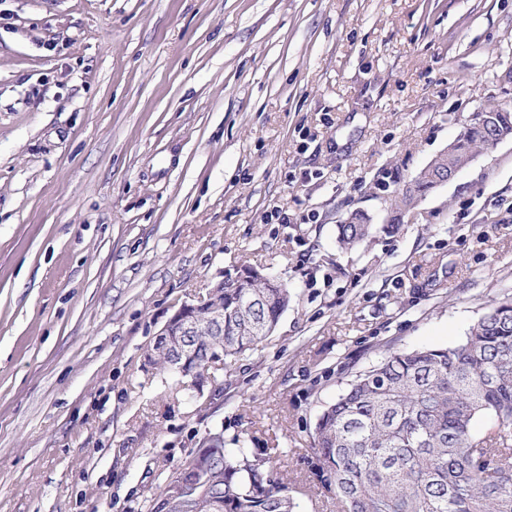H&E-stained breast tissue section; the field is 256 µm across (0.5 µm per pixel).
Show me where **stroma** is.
Masks as SVG:
<instances>
[{
  "label": "stroma",
  "mask_w": 512,
  "mask_h": 512,
  "mask_svg": "<svg viewBox=\"0 0 512 512\" xmlns=\"http://www.w3.org/2000/svg\"><path fill=\"white\" fill-rule=\"evenodd\" d=\"M503 103L512 0H0V512H148L214 431L336 512L324 408L512 293V139L382 230ZM242 266L292 290L267 340L197 390L147 367ZM371 217L363 212L350 213L338 224V242L345 249H352L372 237L375 227Z\"/></svg>",
  "instance_id": "35a3bbf8"
}]
</instances>
